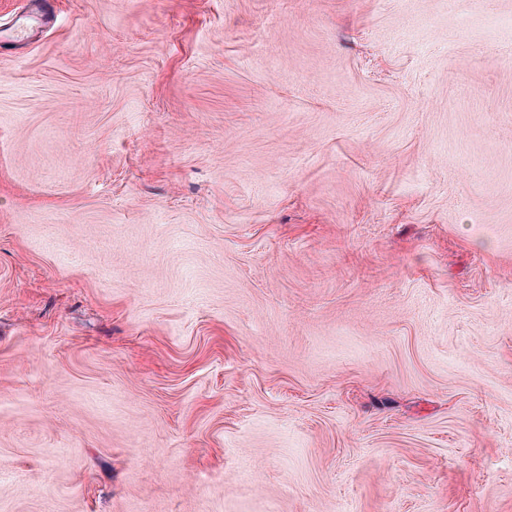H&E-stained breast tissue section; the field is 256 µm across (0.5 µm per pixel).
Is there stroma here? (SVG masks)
Here are the masks:
<instances>
[{"label": "stroma", "mask_w": 512, "mask_h": 512, "mask_svg": "<svg viewBox=\"0 0 512 512\" xmlns=\"http://www.w3.org/2000/svg\"><path fill=\"white\" fill-rule=\"evenodd\" d=\"M0 512H512V0L0 51Z\"/></svg>", "instance_id": "obj_1"}]
</instances>
